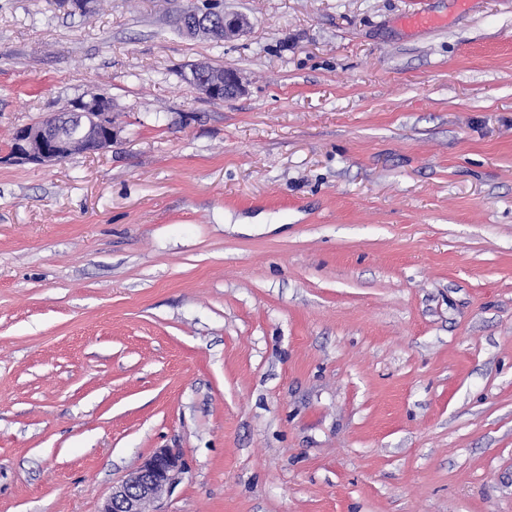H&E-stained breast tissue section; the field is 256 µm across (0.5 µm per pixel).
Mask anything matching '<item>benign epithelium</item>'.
<instances>
[{"instance_id":"1","label":"benign epithelium","mask_w":512,"mask_h":512,"mask_svg":"<svg viewBox=\"0 0 512 512\" xmlns=\"http://www.w3.org/2000/svg\"><path fill=\"white\" fill-rule=\"evenodd\" d=\"M181 18L185 32L192 36L206 33L214 26L216 19H222L226 41L242 36L248 27L245 17L226 13L222 6L201 14H183ZM190 83L218 102L233 98L243 91L237 72L229 69L224 70V78L221 79L210 76L208 67L197 66ZM76 107L84 109L80 113V135L74 136L67 130L65 120L69 118V113L53 114L39 123L20 128L11 145L9 159L17 163L55 164L78 150L91 153L112 147V109L100 110L93 101L83 99L76 103ZM181 472L179 453L170 448H161L144 460L135 472L112 486V493L105 498L100 512H160L158 509L150 511L148 506L159 498L163 490L177 482Z\"/></svg>"}]
</instances>
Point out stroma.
Instances as JSON below:
<instances>
[{
	"label": "stroma",
	"mask_w": 512,
	"mask_h": 512,
	"mask_svg": "<svg viewBox=\"0 0 512 512\" xmlns=\"http://www.w3.org/2000/svg\"><path fill=\"white\" fill-rule=\"evenodd\" d=\"M166 8L0 0V512L161 448L162 512H512V0ZM91 94L110 149L7 161ZM182 25L188 35H202L214 26V21L220 17L224 21V41H231L242 36L247 27L248 20L239 14H229L224 12L223 5L209 10H203L202 14L198 12L192 16L180 14ZM216 72L224 70L223 66L215 67ZM190 83L199 88L206 96L213 101L224 102L233 98L243 91V85L237 72L225 69L224 78L210 77L208 66H197L194 68Z\"/></svg>",
	"instance_id": "35a3bbf8"
}]
</instances>
